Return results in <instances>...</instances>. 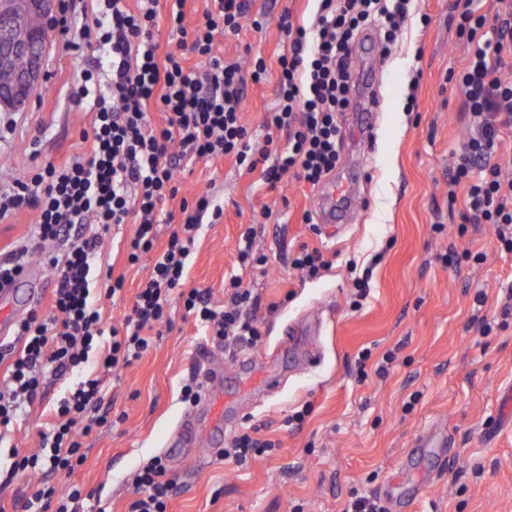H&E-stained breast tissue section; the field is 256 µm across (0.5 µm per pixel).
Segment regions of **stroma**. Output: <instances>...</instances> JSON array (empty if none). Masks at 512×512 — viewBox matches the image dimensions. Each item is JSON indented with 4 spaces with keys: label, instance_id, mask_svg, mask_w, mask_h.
I'll use <instances>...</instances> for the list:
<instances>
[{
    "label": "stroma",
    "instance_id": "35a3bbf8",
    "mask_svg": "<svg viewBox=\"0 0 512 512\" xmlns=\"http://www.w3.org/2000/svg\"><path fill=\"white\" fill-rule=\"evenodd\" d=\"M451 0H414L388 57L356 53L357 69L379 74L383 110L370 160L375 169L357 216L343 233L326 237L319 226L316 189L296 178L276 188L229 160L198 161L178 175L180 199L209 193L224 209L220 223L204 225L186 269V284L207 287L224 303V279L242 274L260 298L263 336L254 351L282 372L281 389L252 396L227 359L233 350L214 343L179 299L148 352L106 381V424L83 436L87 460L75 476L100 493L109 512H126L133 473L165 457L178 492L168 512H342L352 493L388 495L391 512H512V253L502 251L486 224L461 225L448 207V169L469 134L459 100L443 78L459 71L463 52L451 22ZM260 28L245 25L235 38H218L220 54L262 56L270 81L248 84L242 121L257 129L276 104L274 74L288 49L283 12L311 25L316 0H254ZM81 59L63 34L46 57L47 81L23 112H0L10 122L0 132V184L9 185L37 165L60 162L84 147L91 121L75 105L71 88ZM135 227L111 228L102 262L125 277L120 297L105 300L107 323L128 312L144 265H129L126 244ZM253 231L265 265L240 269L237 245ZM319 248L329 268L301 278L291 260L301 246ZM482 254L481 262L452 268L449 250ZM370 268V294L354 303L348 267ZM484 303H477V295ZM320 325L322 357L303 367L288 337L293 324ZM370 350L372 363L359 378L355 361ZM394 357L388 371L374 364ZM225 362L224 392L237 401L234 430L259 426L275 447L245 466L210 453L207 437L186 454L166 443L191 404L182 386L197 377L206 358ZM47 374L43 397L18 422L9 441L20 451L40 446L47 414L70 385ZM306 410L302 427L289 425ZM447 441L448 455L436 446Z\"/></svg>",
    "mask_w": 512,
    "mask_h": 512
}]
</instances>
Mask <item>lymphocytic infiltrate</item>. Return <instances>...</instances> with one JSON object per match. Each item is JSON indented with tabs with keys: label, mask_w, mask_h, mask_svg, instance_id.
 <instances>
[{
	"label": "lymphocytic infiltrate",
	"mask_w": 512,
	"mask_h": 512,
	"mask_svg": "<svg viewBox=\"0 0 512 512\" xmlns=\"http://www.w3.org/2000/svg\"><path fill=\"white\" fill-rule=\"evenodd\" d=\"M494 19L475 0H464L456 35L466 48L459 72L446 81L459 91L461 110L473 133L448 169V201L462 203L465 224H489L502 249L512 253V156L503 136L512 131V0H498ZM252 0H208L202 21L186 27V0H62L57 25L77 33L72 48L96 50L102 60L84 65L71 90L75 102L91 104L89 147L63 163L46 162L26 179L0 188V221L18 213L34 215V239L65 242L63 255L48 254L52 317L30 313L14 325L15 339L0 343V364L8 381L0 386V443L20 413L39 396L45 369L75 377L57 402L32 454L10 449L7 472L33 473L30 494L11 502L12 512H107L100 496L76 484L56 485L84 460L81 438L106 422L99 409L106 376L130 365L151 346V334L166 324L171 294L182 298L217 342L255 344L261 338L254 311L260 299L240 276L224 282V308L216 310L212 292L185 285L192 247L204 223H219L221 205L207 193L164 210L175 199L177 172L187 160L234 159L261 170L269 187L288 175L310 186L323 183L340 161V118L352 106L353 53L368 27L379 26L392 44L410 13V0H319L312 27L283 16L288 52L279 58L276 106L264 113L262 140L252 141L241 121L248 82H261L262 58L249 63L217 55L215 40L238 36L251 17ZM166 14L179 34L177 49H162L154 31ZM196 64H189V57ZM164 115L152 122L151 110ZM287 132L288 146L277 150L274 135ZM133 223L128 263L153 258L120 325L105 327L90 280L102 274L106 297L124 288L123 276L101 269L98 253L111 225ZM174 223L167 240L158 226ZM128 512H168L177 493L162 457H154L132 476Z\"/></svg>",
	"instance_id": "1"
}]
</instances>
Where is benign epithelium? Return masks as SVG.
I'll return each mask as SVG.
<instances>
[{
	"label": "benign epithelium",
	"instance_id": "1",
	"mask_svg": "<svg viewBox=\"0 0 512 512\" xmlns=\"http://www.w3.org/2000/svg\"><path fill=\"white\" fill-rule=\"evenodd\" d=\"M57 0H0V109L19 112L30 106L45 80L44 60L55 36ZM33 17L44 23L29 26Z\"/></svg>",
	"mask_w": 512,
	"mask_h": 512
}]
</instances>
